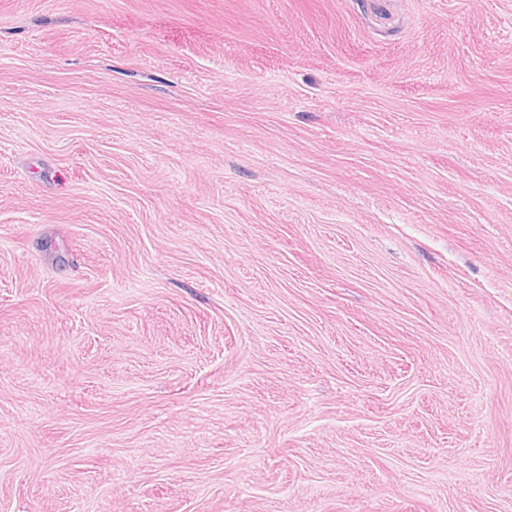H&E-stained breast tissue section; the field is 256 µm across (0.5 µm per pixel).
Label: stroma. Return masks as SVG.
I'll list each match as a JSON object with an SVG mask.
<instances>
[{
	"instance_id": "obj_1",
	"label": "stroma",
	"mask_w": 512,
	"mask_h": 512,
	"mask_svg": "<svg viewBox=\"0 0 512 512\" xmlns=\"http://www.w3.org/2000/svg\"><path fill=\"white\" fill-rule=\"evenodd\" d=\"M0 512H512V0H0Z\"/></svg>"
}]
</instances>
